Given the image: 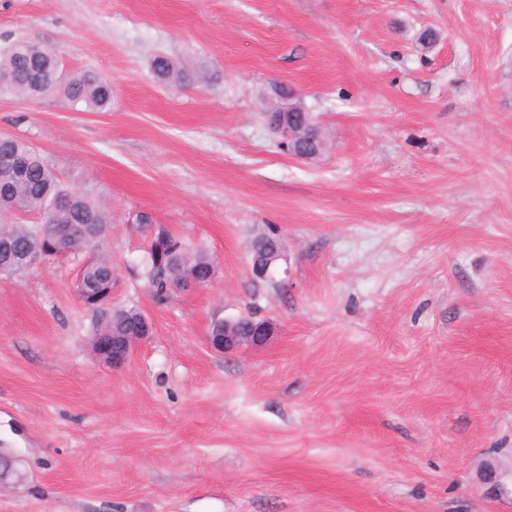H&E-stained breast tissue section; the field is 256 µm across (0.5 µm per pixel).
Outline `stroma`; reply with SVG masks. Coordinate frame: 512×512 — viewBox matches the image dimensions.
Returning a JSON list of instances; mask_svg holds the SVG:
<instances>
[{"mask_svg":"<svg viewBox=\"0 0 512 512\" xmlns=\"http://www.w3.org/2000/svg\"><path fill=\"white\" fill-rule=\"evenodd\" d=\"M19 39L112 84L101 112L2 92L0 131L105 201L112 305L151 332L104 364L80 259L0 277V512H512L482 477L512 470V0H0ZM275 80L317 160L264 124ZM137 210L212 284L157 301ZM270 230L282 288L250 274ZM242 315L265 344H208ZM152 69L160 82L165 85H181L187 79V73L175 62L164 56H157L152 62ZM269 91L267 97L277 99L282 112H292L303 106L300 93L291 85L275 81L269 86ZM283 115L284 119L280 123L268 126L278 141L279 146L297 161L309 162L319 157L323 152L324 143L320 138L322 131L316 118H310V129L306 136L308 145L303 146L302 143L295 140L296 132L288 127L286 113ZM238 319H215L209 327L207 341L213 348L233 350L242 346L258 345L265 342L271 334L270 326L260 324L259 333L255 334L257 327L250 336H238L236 326ZM220 331V332H219ZM255 334V335H254Z\"/></svg>","mask_w":512,"mask_h":512,"instance_id":"1","label":"stroma"}]
</instances>
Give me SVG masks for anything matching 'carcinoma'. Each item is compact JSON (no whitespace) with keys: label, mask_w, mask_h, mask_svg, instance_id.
Masks as SVG:
<instances>
[{"label":"carcinoma","mask_w":512,"mask_h":512,"mask_svg":"<svg viewBox=\"0 0 512 512\" xmlns=\"http://www.w3.org/2000/svg\"><path fill=\"white\" fill-rule=\"evenodd\" d=\"M58 65L59 56L55 51L36 41H19L0 54V73H14L21 81L6 88L0 86V91L7 89L19 96L34 98L61 88L71 100L83 102L91 110L100 111L111 105L109 80L83 73L60 82L56 75ZM152 69L165 85H181L187 79V73L164 56L155 57ZM4 148L26 160L25 173L13 189L12 204L16 209L39 214L45 224H93L98 242L106 236L109 211L98 198L89 191L62 183L54 168L27 141L13 136ZM61 193L70 197L69 206L61 210L51 208L50 199ZM32 230L28 224H0V245H11L15 257ZM210 263L212 260L206 251L184 243L179 257L171 265L148 256L144 276L155 297L162 300L169 296L171 285L179 283L195 267Z\"/></svg>","instance_id":"obj_1"}]
</instances>
